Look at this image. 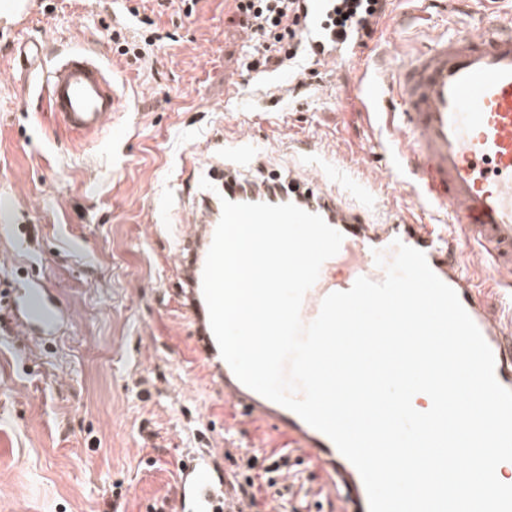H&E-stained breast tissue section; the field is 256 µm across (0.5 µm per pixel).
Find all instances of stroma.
I'll return each instance as SVG.
<instances>
[{"label": "stroma", "mask_w": 512, "mask_h": 512, "mask_svg": "<svg viewBox=\"0 0 512 512\" xmlns=\"http://www.w3.org/2000/svg\"><path fill=\"white\" fill-rule=\"evenodd\" d=\"M153 24L142 29L141 20ZM454 0H390L372 36L315 69L247 71L250 35L226 0H32L0 29V290L33 281L64 312L33 340L0 319V512H149L178 491L184 455L218 448L213 477L234 481L241 451L289 447L287 427L246 422L200 369L194 326L175 292L174 244L213 159L248 172L314 174L369 224L448 215L410 192L392 128L361 100L434 37L461 31ZM154 39L120 54L115 25ZM42 42L38 69L19 41ZM72 51L94 54L120 99L112 129L74 139L47 106L46 74ZM286 512H352L327 495L326 470L290 456Z\"/></svg>", "instance_id": "stroma-1"}]
</instances>
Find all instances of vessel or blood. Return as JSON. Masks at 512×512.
Segmentation results:
<instances>
[{
	"mask_svg": "<svg viewBox=\"0 0 512 512\" xmlns=\"http://www.w3.org/2000/svg\"><path fill=\"white\" fill-rule=\"evenodd\" d=\"M328 0H303V40L311 47L313 63H329L337 52L326 50L325 16ZM48 108L70 132L88 140L112 126L117 99L112 79L94 56L77 51L55 63L47 77ZM391 93L366 86L368 104L386 100L388 121L395 129L408 169L425 196L448 212L460 235L441 244L418 224H364L337 210L319 179L290 178L266 182L256 189L240 182L223 161L208 171V188L191 222L183 225L176 246L178 291L186 299L194 324L200 359L224 378V398L247 418L287 425L300 449L316 451L336 474V489L354 492L360 508L368 498L357 469L322 432L288 408L245 386L220 354L202 290L206 257L221 218L223 201L259 202L267 195L294 194L301 209L319 215L343 236L336 257L326 260L315 284L306 292L301 320L311 323L330 293L349 290L358 277L379 282L385 270L376 254L393 259L395 242L424 252L431 270L458 295L478 326L495 359L498 382L512 390V322L504 323L479 289L480 277L512 281V16L491 27L442 35L398 66ZM478 253V264L461 262L464 251ZM348 260L343 279L331 271ZM27 289L15 292L12 306L17 326L26 336H48L62 318L50 290H42L41 304L52 320L34 319L28 309ZM213 449L205 448L181 466V492L170 512H237L212 486Z\"/></svg>",
	"mask_w": 512,
	"mask_h": 512,
	"instance_id": "obj_1",
	"label": "vessel or blood"
}]
</instances>
